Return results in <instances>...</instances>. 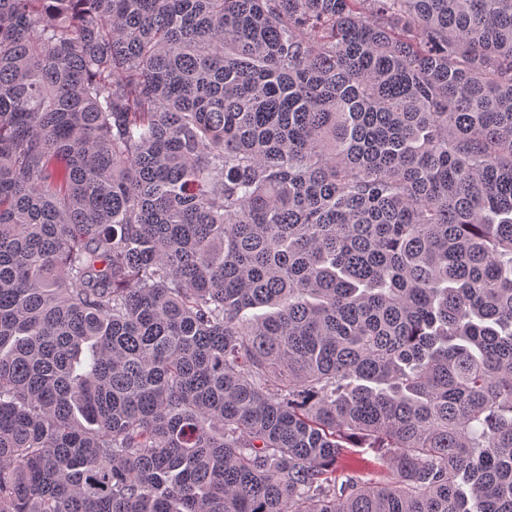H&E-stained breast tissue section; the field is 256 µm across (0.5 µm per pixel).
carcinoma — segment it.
<instances>
[{
	"label": "carcinoma",
	"instance_id": "obj_1",
	"mask_svg": "<svg viewBox=\"0 0 512 512\" xmlns=\"http://www.w3.org/2000/svg\"><path fill=\"white\" fill-rule=\"evenodd\" d=\"M0 512H512V0H0Z\"/></svg>",
	"mask_w": 512,
	"mask_h": 512
}]
</instances>
